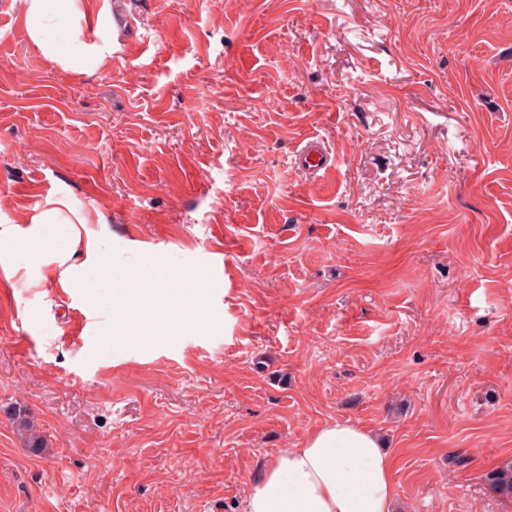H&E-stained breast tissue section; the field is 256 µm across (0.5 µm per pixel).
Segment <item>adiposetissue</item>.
Returning <instances> with one entry per match:
<instances>
[{"label": "adipose tissue", "instance_id": "adipose-tissue-1", "mask_svg": "<svg viewBox=\"0 0 512 512\" xmlns=\"http://www.w3.org/2000/svg\"><path fill=\"white\" fill-rule=\"evenodd\" d=\"M83 0H24V26L41 53L63 70L91 75L112 56L109 14L100 11L95 38L81 27ZM167 268L156 265L137 294L117 288L121 306L163 304L175 322H157L154 338L168 340L175 323L196 322L200 310L185 293L167 288ZM396 498L392 459L378 437L348 422L324 424L303 447L286 448L251 486L242 512H391Z\"/></svg>", "mask_w": 512, "mask_h": 512}]
</instances>
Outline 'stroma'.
I'll return each instance as SVG.
<instances>
[{
	"instance_id": "obj_1",
	"label": "stroma",
	"mask_w": 512,
	"mask_h": 512,
	"mask_svg": "<svg viewBox=\"0 0 512 512\" xmlns=\"http://www.w3.org/2000/svg\"><path fill=\"white\" fill-rule=\"evenodd\" d=\"M134 24L65 72L0 0V219L27 232L0 247V512H242L336 421L384 438L396 512H512L485 480L512 459V0H146ZM64 195L80 232L39 221ZM154 264L202 317L152 344L112 289ZM295 164L302 172L317 176L331 169L332 156L323 145L309 141L298 151Z\"/></svg>"
}]
</instances>
